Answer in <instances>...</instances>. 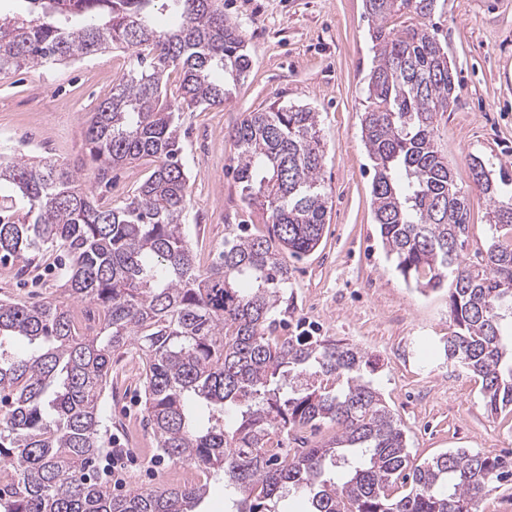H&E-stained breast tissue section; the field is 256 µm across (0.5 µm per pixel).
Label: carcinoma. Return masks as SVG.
<instances>
[{
	"instance_id": "1",
	"label": "carcinoma",
	"mask_w": 512,
	"mask_h": 512,
	"mask_svg": "<svg viewBox=\"0 0 512 512\" xmlns=\"http://www.w3.org/2000/svg\"><path fill=\"white\" fill-rule=\"evenodd\" d=\"M180 17L161 29L156 2ZM0 16V75L62 64L114 46L137 65L112 86L86 130L98 178L150 157V176L120 207L99 203L67 163L0 149V260L66 250L60 288L97 312L94 334L57 302L0 300V512H192L207 482L130 490L97 479L110 451L102 405L112 356L137 346L145 410L160 454L224 482L236 512H279L284 492L307 512H480L512 482V458L467 448L411 462L400 419L366 378L359 346L306 330L283 336L291 310L288 257L315 250L328 214L326 145L317 113L270 105L233 129L236 177L267 233L237 228L209 268L196 265L183 218L189 177L179 114L221 107L226 81L251 67L223 0H22ZM441 0H365L375 49L361 132L373 163L372 206L386 253L416 289L448 288V365L478 384L487 411L512 412V195L482 160L471 170L490 201L492 243L461 254L468 204L435 139L455 91L434 15ZM408 20L402 30L393 17ZM179 94L163 93L167 71ZM22 337L29 352L16 354ZM239 411L232 428L224 410ZM329 425L311 443L302 429ZM298 450L276 454L281 440Z\"/></svg>"
}]
</instances>
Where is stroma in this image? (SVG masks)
Instances as JSON below:
<instances>
[{
    "label": "stroma",
    "instance_id": "1",
    "mask_svg": "<svg viewBox=\"0 0 512 512\" xmlns=\"http://www.w3.org/2000/svg\"><path fill=\"white\" fill-rule=\"evenodd\" d=\"M224 17L241 32L252 65L245 79L230 84L223 107L181 115L191 192L184 224L197 264L209 267L222 250L225 225L266 230L234 177L233 128L274 102L312 107L327 143L329 213L315 251L288 262L292 326L357 344L368 354L374 383L400 419L416 462L455 448L512 452V414L487 412L473 378L445 360L447 290L422 293L407 285L381 242L371 205L372 162L361 134L374 57L364 0H224ZM435 20L456 81V98L438 118V142L469 199L462 255L472 260L490 245L492 232L471 159L512 175V0H446ZM135 62L133 51L112 49L74 64L0 76V139L21 153L79 168L96 200L122 206L154 162L146 157L98 179L85 130L90 112ZM67 261L54 247L15 261L11 276L0 263V298H56ZM134 356L127 351L112 365L113 382L127 385L123 403H105L112 445L121 449L128 446L123 421L144 412L141 378L124 377Z\"/></svg>",
    "mask_w": 512,
    "mask_h": 512
}]
</instances>
